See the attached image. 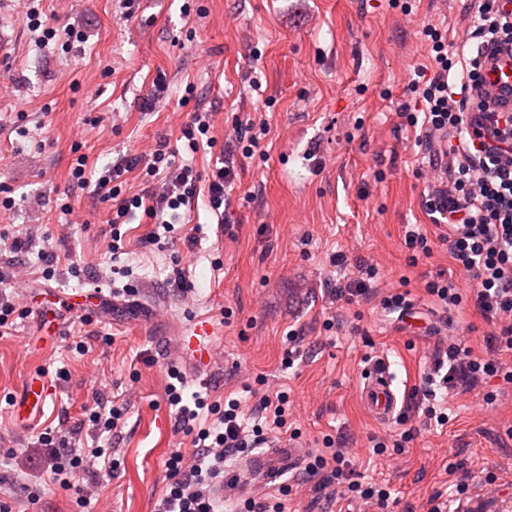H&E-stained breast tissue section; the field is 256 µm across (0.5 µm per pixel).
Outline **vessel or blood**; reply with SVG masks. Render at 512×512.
<instances>
[{
  "label": "vessel or blood",
  "instance_id": "obj_1",
  "mask_svg": "<svg viewBox=\"0 0 512 512\" xmlns=\"http://www.w3.org/2000/svg\"><path fill=\"white\" fill-rule=\"evenodd\" d=\"M472 109L476 112H512V46L486 45L482 49L480 79L472 91ZM209 324L197 325L192 333L183 335L182 344L197 362L210 355ZM358 397L365 413L375 422L386 424L401 415L404 405L393 385L385 360L372 362L359 389ZM306 457L300 445H271L264 454L248 457L245 472L269 480L283 469L298 468Z\"/></svg>",
  "mask_w": 512,
  "mask_h": 512
}]
</instances>
